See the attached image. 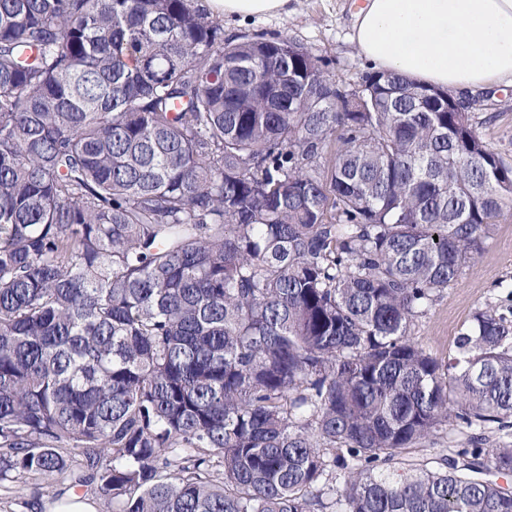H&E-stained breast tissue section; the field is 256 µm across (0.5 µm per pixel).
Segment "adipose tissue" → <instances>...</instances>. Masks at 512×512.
<instances>
[{
  "label": "adipose tissue",
  "mask_w": 512,
  "mask_h": 512,
  "mask_svg": "<svg viewBox=\"0 0 512 512\" xmlns=\"http://www.w3.org/2000/svg\"><path fill=\"white\" fill-rule=\"evenodd\" d=\"M246 19L287 13L289 0H207ZM353 41L376 70L456 91L512 82V0H365Z\"/></svg>",
  "instance_id": "adipose-tissue-1"
}]
</instances>
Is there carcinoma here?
<instances>
[{"instance_id":"1","label":"carcinoma","mask_w":512,"mask_h":512,"mask_svg":"<svg viewBox=\"0 0 512 512\" xmlns=\"http://www.w3.org/2000/svg\"><path fill=\"white\" fill-rule=\"evenodd\" d=\"M361 83L196 0H0V481L65 474L105 512H512V319L478 310L444 363L409 334L512 165L452 91ZM468 437V433L465 429H456L447 432H440L430 442H424L415 445L411 448H405L401 450L398 456L389 463L386 464V468L401 469V467H407L403 463H427L431 461H437L436 459L442 454H448V448H457L456 446L465 442ZM429 466H436V463L431 462Z\"/></svg>"}]
</instances>
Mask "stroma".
Here are the masks:
<instances>
[{
	"label": "stroma",
	"mask_w": 512,
	"mask_h": 512,
	"mask_svg": "<svg viewBox=\"0 0 512 512\" xmlns=\"http://www.w3.org/2000/svg\"><path fill=\"white\" fill-rule=\"evenodd\" d=\"M355 0H290L287 14L254 18L245 22L224 20L228 37L262 34L285 36L322 58L332 79L360 82L369 67L352 41ZM471 112L482 139L512 165V84L472 91ZM512 291V211L497 224L479 254L445 288L433 306L415 320L410 334L433 357L447 359L455 350V338L483 307L502 306ZM463 429L439 433L433 440L401 450L392 461L398 469L407 463L436 460L448 449L465 442ZM64 477L47 480L38 475L0 482V512H39L43 503L69 492Z\"/></svg>",
	"instance_id": "obj_1"
}]
</instances>
